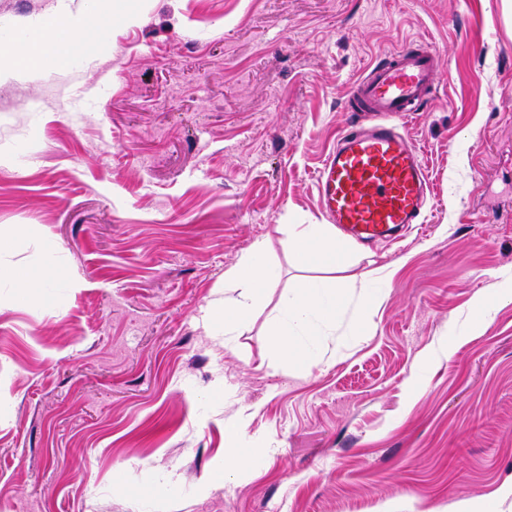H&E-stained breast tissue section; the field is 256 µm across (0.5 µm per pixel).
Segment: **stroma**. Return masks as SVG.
<instances>
[{"label":"stroma","mask_w":512,"mask_h":512,"mask_svg":"<svg viewBox=\"0 0 512 512\" xmlns=\"http://www.w3.org/2000/svg\"><path fill=\"white\" fill-rule=\"evenodd\" d=\"M88 0H0L18 31ZM103 41L0 83V512H439L512 483V0H115ZM435 89L401 121L425 223L352 241L385 268L318 366L270 346L304 273L288 227L324 218L316 173L353 84L404 43ZM259 239L272 280L236 336L203 314ZM494 294L486 317L476 293ZM247 429L224 471L225 422ZM52 277L50 266L41 271L23 268H2L0 267V282L9 283L13 288H18L24 297L33 296V290L40 288Z\"/></svg>","instance_id":"stroma-1"}]
</instances>
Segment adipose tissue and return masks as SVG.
I'll return each instance as SVG.
<instances>
[{
    "mask_svg": "<svg viewBox=\"0 0 512 512\" xmlns=\"http://www.w3.org/2000/svg\"><path fill=\"white\" fill-rule=\"evenodd\" d=\"M94 21L67 10L43 18L23 31L8 48L10 63L0 66V81L20 70H49L69 64L83 40H100ZM348 243L336 235L332 224H292L288 249L300 268H341ZM267 242L260 239L224 272L227 296L214 298L204 312L207 326L234 335L251 314L264 285L270 280ZM348 281L326 285L304 280L284 295L274 329L273 345L285 360L303 354V339L317 335L320 327L335 325L343 310Z\"/></svg>",
    "mask_w": 512,
    "mask_h": 512,
    "instance_id": "obj_1",
    "label": "adipose tissue"
}]
</instances>
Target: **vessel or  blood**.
I'll return each instance as SVG.
<instances>
[{"label": "vessel or blood", "mask_w": 512, "mask_h": 512, "mask_svg": "<svg viewBox=\"0 0 512 512\" xmlns=\"http://www.w3.org/2000/svg\"><path fill=\"white\" fill-rule=\"evenodd\" d=\"M435 59L427 43L400 47L352 87L346 108L368 122L352 125L339 138L316 181L328 221L355 238H387L421 221L429 191L424 163L395 119L427 102Z\"/></svg>", "instance_id": "b4317fda"}]
</instances>
